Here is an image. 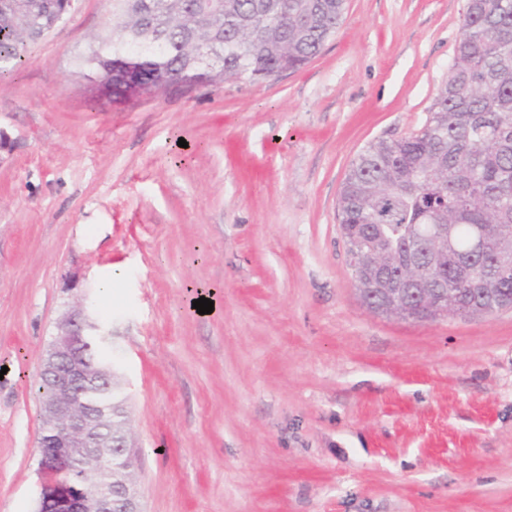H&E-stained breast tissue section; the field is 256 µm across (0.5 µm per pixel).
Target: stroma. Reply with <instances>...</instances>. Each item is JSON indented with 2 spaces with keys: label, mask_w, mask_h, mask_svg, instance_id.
<instances>
[{
  "label": "stroma",
  "mask_w": 512,
  "mask_h": 512,
  "mask_svg": "<svg viewBox=\"0 0 512 512\" xmlns=\"http://www.w3.org/2000/svg\"><path fill=\"white\" fill-rule=\"evenodd\" d=\"M465 4L346 0L298 71L110 102L78 56L112 0H75L0 77V512H36L33 383L82 295L144 512H512V308L371 313L337 219L352 160L425 124ZM90 389L107 392L110 389L109 381L92 374L90 379ZM127 395L125 390L122 392L113 391L112 389V413L114 415V421L112 426L113 438L119 439H130L129 436V411L127 405Z\"/></svg>",
  "instance_id": "35a3bbf8"
}]
</instances>
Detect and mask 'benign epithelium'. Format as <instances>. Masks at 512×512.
Returning a JSON list of instances; mask_svg holds the SVG:
<instances>
[{
  "label": "benign epithelium",
  "instance_id": "7a95c632",
  "mask_svg": "<svg viewBox=\"0 0 512 512\" xmlns=\"http://www.w3.org/2000/svg\"><path fill=\"white\" fill-rule=\"evenodd\" d=\"M445 240L446 235L432 231L431 239L425 243L430 259L442 254ZM365 270L366 287L382 292V300L375 307L387 316L400 312L405 289L421 286L426 275L424 262L410 257L405 274L394 279L376 251L366 257ZM434 316H448L445 296L440 292L430 295L422 313L408 314L406 318L429 320ZM92 330L98 332L102 342L111 343L112 331L94 317L90 306L76 302L61 317L40 369V374L51 382L52 389L40 402L39 409L48 428V438L47 450L40 452L42 483L37 512H143L135 480L122 477L115 491L104 484L90 488L69 479L67 470L61 466V460L69 458L76 460L86 474L97 475L109 468L124 473L131 470L124 465L131 455L120 452L128 444L116 443L104 434L110 410L84 399V382L91 366L86 354L91 348L89 336Z\"/></svg>",
  "mask_w": 512,
  "mask_h": 512
}]
</instances>
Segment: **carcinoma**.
Instances as JSON below:
<instances>
[{
    "mask_svg": "<svg viewBox=\"0 0 512 512\" xmlns=\"http://www.w3.org/2000/svg\"><path fill=\"white\" fill-rule=\"evenodd\" d=\"M64 0H0V75L14 71L28 47L65 17ZM345 0H113L110 32L91 39L79 65L96 84L136 77L148 91L173 85L220 86L261 80L309 63L335 33ZM214 51L208 67L197 50ZM342 237L358 236L385 249L383 260L402 272L412 230L448 225V247L430 265L434 286L461 304V317L489 315L483 288L512 301V0H467L454 63L411 137L369 144L342 183ZM481 227L486 254L469 263L473 230ZM94 365L112 363L113 381L91 376L90 389L107 400L124 384L118 360L92 343ZM125 392H112V436L129 438Z\"/></svg>",
    "mask_w": 512,
    "mask_h": 512,
    "instance_id": "carcinoma-1",
    "label": "carcinoma"
}]
</instances>
